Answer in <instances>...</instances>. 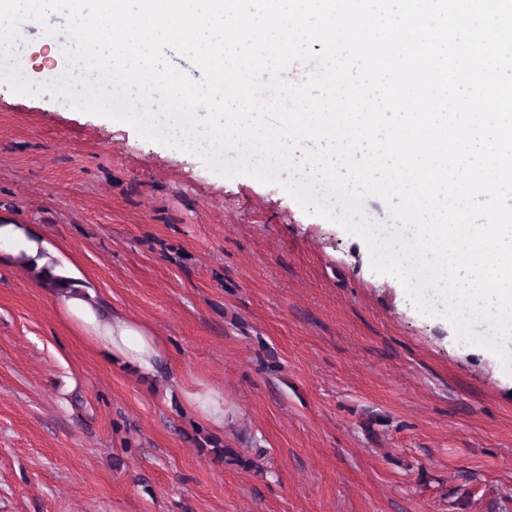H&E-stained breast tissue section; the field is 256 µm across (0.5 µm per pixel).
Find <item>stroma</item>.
I'll use <instances>...</instances> for the list:
<instances>
[{"label":"stroma","mask_w":512,"mask_h":512,"mask_svg":"<svg viewBox=\"0 0 512 512\" xmlns=\"http://www.w3.org/2000/svg\"><path fill=\"white\" fill-rule=\"evenodd\" d=\"M0 65V222L167 348L145 379L0 248V512H512V370L281 186ZM224 393L211 433L186 391ZM260 471L215 461L207 436Z\"/></svg>","instance_id":"35a3bbf8"}]
</instances>
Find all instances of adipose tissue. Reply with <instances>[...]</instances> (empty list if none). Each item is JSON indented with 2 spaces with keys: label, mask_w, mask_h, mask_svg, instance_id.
<instances>
[{
  "label": "adipose tissue",
  "mask_w": 512,
  "mask_h": 512,
  "mask_svg": "<svg viewBox=\"0 0 512 512\" xmlns=\"http://www.w3.org/2000/svg\"><path fill=\"white\" fill-rule=\"evenodd\" d=\"M56 301L89 343L144 377H154L166 358L163 341L141 322L112 312L92 293L59 294ZM189 410L208 427L223 429L226 420L223 391L199 387L186 392Z\"/></svg>",
  "instance_id": "1"
}]
</instances>
